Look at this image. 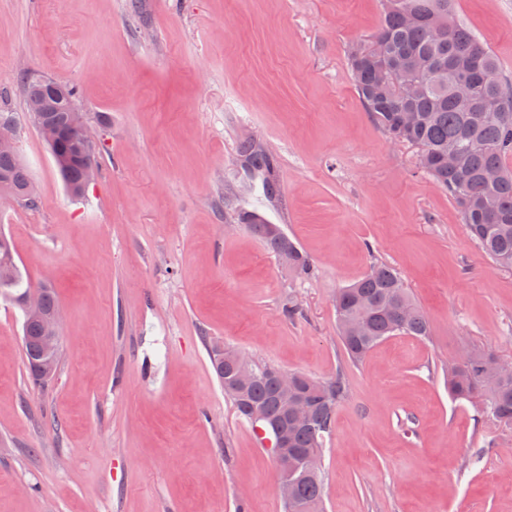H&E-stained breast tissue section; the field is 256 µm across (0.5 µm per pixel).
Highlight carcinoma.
<instances>
[{
	"instance_id": "obj_1",
	"label": "carcinoma",
	"mask_w": 512,
	"mask_h": 512,
	"mask_svg": "<svg viewBox=\"0 0 512 512\" xmlns=\"http://www.w3.org/2000/svg\"><path fill=\"white\" fill-rule=\"evenodd\" d=\"M378 29L367 41L352 46L348 61L357 93L376 124L392 139L420 148L419 166L448 191L456 201L463 224L484 253L502 268L512 269V170L506 159L512 156V82L501 78L496 59L486 45L457 21L448 0H386ZM378 43L379 59L365 55V47ZM457 156L453 167L444 163L448 154ZM244 168L261 180L268 199L276 195L271 156L255 141L240 145ZM52 157L66 188L82 186L85 167L96 162L92 141H64ZM33 193L27 169L18 154L0 152V189ZM250 230L278 255L290 272L310 278V258L283 230L251 211ZM9 259L13 276L1 282L0 296L20 298L32 290L14 258L13 250H0V264ZM336 319L346 354L353 362L383 340L397 335L424 340L430 336L427 314L417 305L397 270L380 263L336 295ZM23 350L31 378L42 380L33 365L40 354L42 324L23 319ZM236 351L224 349V373H216L224 396L254 429L260 440L270 443L276 453L277 432L288 431V456L323 451L331 434L336 408L347 395L341 376L317 380L303 375L298 393L314 406V419L297 426L286 420L283 398L274 373L277 367L250 362L255 377L245 388L231 387L234 369L230 357ZM495 357L489 350L476 349L467 363L450 365L448 395L456 401L477 405L481 416L512 427V378L496 388L485 386L480 367ZM273 423L263 424L255 411ZM294 493L304 512H322V475L298 470Z\"/></svg>"
}]
</instances>
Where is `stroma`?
Segmentation results:
<instances>
[{
    "mask_svg": "<svg viewBox=\"0 0 512 512\" xmlns=\"http://www.w3.org/2000/svg\"><path fill=\"white\" fill-rule=\"evenodd\" d=\"M512 78V0H453ZM381 0H0V112L39 203L0 198V234L63 311L60 361L28 377L0 297V512H285L274 459L225 397L210 342L347 395L322 452L324 512H512V429L448 395L444 365L512 361V271L388 139L348 66ZM75 86L98 145L81 197L32 126L21 69ZM275 160L269 203L244 139ZM259 209L313 260L297 280L240 223ZM378 262L431 322L362 362L333 299ZM294 301L301 316L282 309ZM479 462H472V455Z\"/></svg>",
    "mask_w": 512,
    "mask_h": 512,
    "instance_id": "stroma-1",
    "label": "stroma"
}]
</instances>
